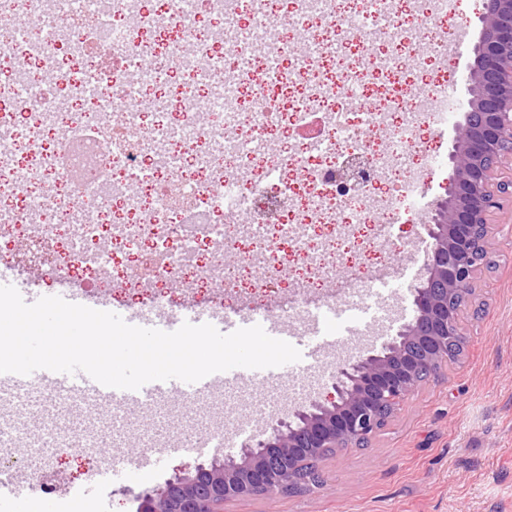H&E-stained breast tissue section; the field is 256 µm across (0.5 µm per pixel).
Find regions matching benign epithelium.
Returning a JSON list of instances; mask_svg holds the SVG:
<instances>
[{
    "mask_svg": "<svg viewBox=\"0 0 512 512\" xmlns=\"http://www.w3.org/2000/svg\"><path fill=\"white\" fill-rule=\"evenodd\" d=\"M482 21L470 107L449 153L446 195L430 217L429 263L412 289V320L380 352L342 362L335 394L294 406L243 444L239 458L197 464L139 493V512H223L230 499L288 491L301 458L368 441L382 428L379 408L407 399L423 373L446 368L448 344L466 343L448 304L473 286L483 265L480 234L512 199V176L496 177L512 158V0H484Z\"/></svg>",
    "mask_w": 512,
    "mask_h": 512,
    "instance_id": "benign-epithelium-1",
    "label": "benign epithelium"
}]
</instances>
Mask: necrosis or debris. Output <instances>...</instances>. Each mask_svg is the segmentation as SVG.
I'll return each mask as SVG.
<instances>
[{"mask_svg": "<svg viewBox=\"0 0 512 512\" xmlns=\"http://www.w3.org/2000/svg\"><path fill=\"white\" fill-rule=\"evenodd\" d=\"M455 5L0 0V236L26 230L27 262L49 265L61 288L106 274L112 251L88 244L115 236L124 279L178 275L206 289L224 285L226 245L250 264L275 249L269 228L288 236L296 208L306 223L386 238L435 167L422 133L454 112L447 80L404 94V72L422 64L407 53L427 43L446 68ZM302 47L313 65L299 70ZM272 65L292 78L261 84ZM339 79L345 94L327 93ZM144 125L149 137L127 136ZM348 155L360 182L338 176Z\"/></svg>", "mask_w": 512, "mask_h": 512, "instance_id": "obj_1", "label": "necrosis or debris"}]
</instances>
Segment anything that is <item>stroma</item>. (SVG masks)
<instances>
[{
  "label": "stroma",
  "instance_id": "35a3bbf8",
  "mask_svg": "<svg viewBox=\"0 0 512 512\" xmlns=\"http://www.w3.org/2000/svg\"><path fill=\"white\" fill-rule=\"evenodd\" d=\"M463 112L443 133L427 142L439 163L430 175L435 199H442L451 164L448 154ZM420 233L412 212H403L391 230L388 245L378 247L384 266L413 264ZM367 238L356 228L351 238L330 240L320 225L294 223L283 245L280 262L288 280L276 288H234L200 292L198 288L163 286L168 311L180 312L189 301L208 303L216 312L230 313L242 304L268 310L283 320L308 262L334 247L350 252L346 288L324 286L320 293L336 301L357 302L368 279L359 247ZM490 266L481 268L473 293L459 315L467 338L459 361L442 375L422 383L402 401L365 448H346L317 463L322 481L298 493L255 496L225 502L224 512H512V205L494 216L487 236ZM302 362L289 364L272 382L254 381L224 388L221 404L207 407L202 399L170 396L144 409L129 410V428L111 447L92 445L84 435L80 445L50 448L41 472L47 493L26 492L0 501V512H45L54 506L66 512L72 494L83 496L85 512H136L137 493L164 485L183 468L209 463L210 455L188 450L169 455L163 466L136 475L102 492L88 485V476L102 460L145 449L154 431L198 430L208 420L233 428L259 420L266 404H278L308 383L315 395L332 390L336 366L328 362L321 375L304 379Z\"/></svg>",
  "mask_w": 512,
  "mask_h": 512
}]
</instances>
